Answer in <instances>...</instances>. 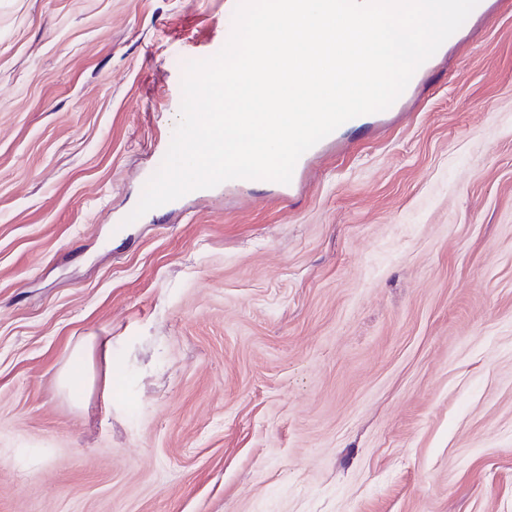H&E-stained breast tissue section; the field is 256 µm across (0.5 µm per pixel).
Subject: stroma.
I'll list each match as a JSON object with an SVG mask.
<instances>
[{
  "label": "stroma",
  "mask_w": 512,
  "mask_h": 512,
  "mask_svg": "<svg viewBox=\"0 0 512 512\" xmlns=\"http://www.w3.org/2000/svg\"><path fill=\"white\" fill-rule=\"evenodd\" d=\"M493 3L296 196L221 184L132 222L227 0H0V512H512ZM92 336L108 407L73 373ZM103 361V375L101 379V398L106 406L112 404V340L105 338L99 346Z\"/></svg>",
  "instance_id": "stroma-1"
}]
</instances>
